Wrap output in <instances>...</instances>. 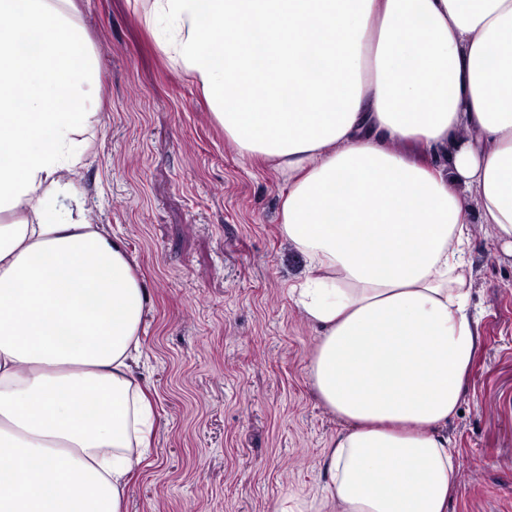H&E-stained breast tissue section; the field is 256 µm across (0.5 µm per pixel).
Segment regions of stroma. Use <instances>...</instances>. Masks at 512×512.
<instances>
[{
	"label": "stroma",
	"instance_id": "35a3bbf8",
	"mask_svg": "<svg viewBox=\"0 0 512 512\" xmlns=\"http://www.w3.org/2000/svg\"><path fill=\"white\" fill-rule=\"evenodd\" d=\"M151 0H79L100 71L79 188L149 295L140 379L153 448L125 512H317L342 423L316 398L318 341L288 296L304 259L279 232L285 184L242 158L192 78L144 24ZM480 346L461 412L449 512H512V253L470 226Z\"/></svg>",
	"mask_w": 512,
	"mask_h": 512
}]
</instances>
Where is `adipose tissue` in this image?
Returning a JSON list of instances; mask_svg holds the SVG:
<instances>
[{"label": "adipose tissue", "instance_id": "1", "mask_svg": "<svg viewBox=\"0 0 512 512\" xmlns=\"http://www.w3.org/2000/svg\"><path fill=\"white\" fill-rule=\"evenodd\" d=\"M0 17V512H123L154 405L147 290L77 190L97 62L74 0ZM160 20L225 138L288 178L289 295L346 424L324 512H448L479 336L470 224L512 250V0H151Z\"/></svg>", "mask_w": 512, "mask_h": 512}]
</instances>
